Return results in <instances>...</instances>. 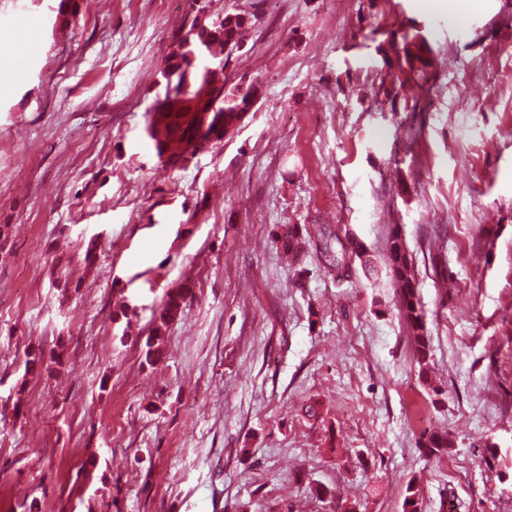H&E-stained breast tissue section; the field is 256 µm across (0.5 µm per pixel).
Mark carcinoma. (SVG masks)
I'll return each instance as SVG.
<instances>
[{"label":"carcinoma","mask_w":512,"mask_h":512,"mask_svg":"<svg viewBox=\"0 0 512 512\" xmlns=\"http://www.w3.org/2000/svg\"><path fill=\"white\" fill-rule=\"evenodd\" d=\"M251 25L252 21L243 19V12L230 10L222 16L208 15L203 20L196 16L184 33L174 37L169 46L162 77L178 88L188 84L186 102L192 104L196 111L187 113L179 104L165 103L151 113L148 137L158 156L167 154L171 160L187 161L200 147L220 144L229 129L235 127L238 113L248 104L255 92V86L244 81H229L222 69L189 75L183 69V64L200 39L206 40L209 56L229 62L243 48V33ZM403 52L404 56L397 57V63L404 62L410 69L417 70L421 80L418 88L425 89L428 69L431 67L427 39L417 30L405 33ZM319 234L324 237L322 255L336 267L348 269L357 259L364 267L369 264L366 249L356 239L344 241L335 232L324 227L319 228ZM279 242L286 251H299L302 248V237L298 226H286ZM386 261L395 285L398 312L412 336L418 363V379L426 384L431 357L429 336L422 313L418 282L413 271L412 252L397 224L387 240ZM183 303L185 289L175 288L166 293L153 331L146 339V365L152 366L157 362L159 345L169 324L182 313ZM451 445L448 434L435 431L421 434L417 441L421 455L427 458L446 455Z\"/></svg>","instance_id":"1"}]
</instances>
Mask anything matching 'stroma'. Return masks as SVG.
I'll return each instance as SVG.
<instances>
[{"instance_id":"obj_1","label":"stroma","mask_w":512,"mask_h":512,"mask_svg":"<svg viewBox=\"0 0 512 512\" xmlns=\"http://www.w3.org/2000/svg\"><path fill=\"white\" fill-rule=\"evenodd\" d=\"M234 5L257 20L229 74L263 97L166 164L146 123L168 46ZM20 9L0 51V512H402L410 485L420 512H512V0H0V25ZM414 24L423 96L393 51ZM393 224L438 407L394 305ZM322 226L369 267L321 260ZM33 349L62 362L26 370ZM431 430L454 442L438 459L416 447ZM186 288L170 289L166 293V299L162 302L159 315L154 322L153 331L146 339L145 363L153 366L160 354L159 345L163 341V336L168 329L169 324L182 313V304L185 303Z\"/></svg>"}]
</instances>
